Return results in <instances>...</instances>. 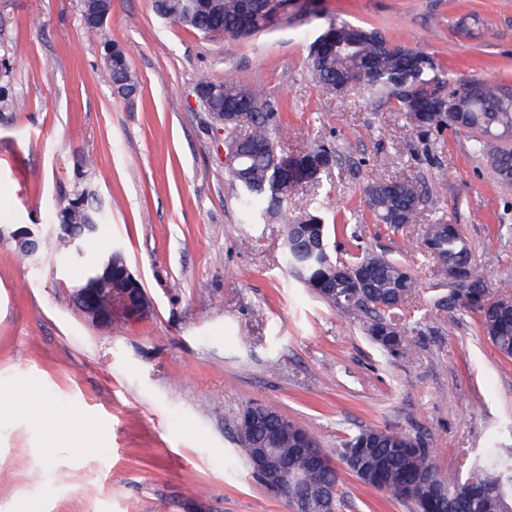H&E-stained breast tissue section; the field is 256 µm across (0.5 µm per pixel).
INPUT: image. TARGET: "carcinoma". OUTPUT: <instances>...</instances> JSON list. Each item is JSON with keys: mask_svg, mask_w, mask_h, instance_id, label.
<instances>
[{"mask_svg": "<svg viewBox=\"0 0 512 512\" xmlns=\"http://www.w3.org/2000/svg\"><path fill=\"white\" fill-rule=\"evenodd\" d=\"M241 0H154L155 11L164 19L173 20L191 30L209 37L218 35L248 36L267 29L280 16L288 15L290 0H270L269 8L257 11L248 29H239ZM104 47L112 51V64L136 88L124 49L110 41ZM308 69L313 80L329 95H339L345 86H356L361 93L377 101L392 104L394 111L415 129L426 143L440 138L455 127V116L464 113L468 130L475 133L471 151L486 161L499 182L512 186V143L507 136L495 132L512 133V88L485 80L452 79L436 58L417 46L393 43L379 32L347 23H329L309 45ZM446 85L451 90L454 108L451 112H431L419 91L429 84ZM477 84L474 92L469 85ZM197 86L207 91L204 108L219 115L232 102L247 98L255 105L250 136L259 153L245 161L242 177L233 176L238 186L237 202L240 209L252 216L259 212L284 225L283 259L303 284L330 307L347 313L354 310L373 317V322L385 321L384 314L394 310L389 299L388 286L401 279L399 302H404L418 287L413 274H402L403 265L381 255L365 253L349 261L333 260L328 241L323 249L308 247L304 224L322 223L321 218L307 220L288 217V198L300 182L288 171V159L299 165L307 163L317 168L331 158L336 149L322 135L297 152L288 153L279 145L282 123L270 117L273 107L264 89L259 85H245L224 79L202 76ZM88 191L81 190L74 198L53 211L50 223L69 225V232L57 236L56 254L64 260L83 259L81 242L88 234L87 225H101L105 217L96 215L85 204ZM432 193L409 177L381 176L365 187V204L382 224H415ZM438 225H448V233L435 241L431 256L445 255L448 264L461 267L467 282L463 288H453L448 295V307L461 308L478 314L483 332L498 352L512 358V310L502 300L512 298V282L501 280L495 291L501 300L487 307H476L474 302L485 296L491 286L489 279L476 267L460 225L450 224L439 217ZM346 267L356 278L365 282L357 297L353 289L340 297L333 292L331 265ZM240 454L251 461L252 446L265 437V428L241 423L238 427ZM407 436L366 428L348 437L338 449L337 460L344 469L363 485L378 489L388 488L393 496L413 487L411 502L416 512H509L512 509V448L491 446L483 449L471 464L465 478L450 480L434 464L430 450L419 445L403 447ZM288 465V478L296 477L312 483H339L341 467L313 468L307 456L282 452L275 459Z\"/></svg>", "mask_w": 512, "mask_h": 512, "instance_id": "1", "label": "carcinoma"}]
</instances>
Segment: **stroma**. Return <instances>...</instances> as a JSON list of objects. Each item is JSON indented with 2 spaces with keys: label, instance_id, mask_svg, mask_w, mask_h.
Masks as SVG:
<instances>
[{
  "label": "stroma",
  "instance_id": "obj_1",
  "mask_svg": "<svg viewBox=\"0 0 512 512\" xmlns=\"http://www.w3.org/2000/svg\"><path fill=\"white\" fill-rule=\"evenodd\" d=\"M291 12L212 39L159 18L152 0H112L98 34L80 0H0V512H289L238 453V420L255 405L331 456L367 427L419 438L451 479L482 448L512 447V359L476 314L449 309L452 285L421 246L447 218L480 271L512 279V188L468 133L422 144L391 104L327 95L306 67L335 20L416 45L451 77L512 86V0H296ZM106 40L126 52L134 101L100 68ZM203 75L263 85L285 150L331 137L337 164L288 208L323 219L332 255L411 269L419 288L386 315L409 356L388 357L366 316L337 313L286 272L283 225L243 215L222 138L202 129ZM382 173L437 189L438 209L400 229L375 223L364 188ZM85 187L107 222L84 248L124 250L153 302L140 320L98 327L73 302L87 268L56 257L47 216ZM21 227L36 256L9 238ZM74 416L96 426L90 450L68 430ZM336 512L415 510L344 472Z\"/></svg>",
  "mask_w": 512,
  "mask_h": 512
}]
</instances>
